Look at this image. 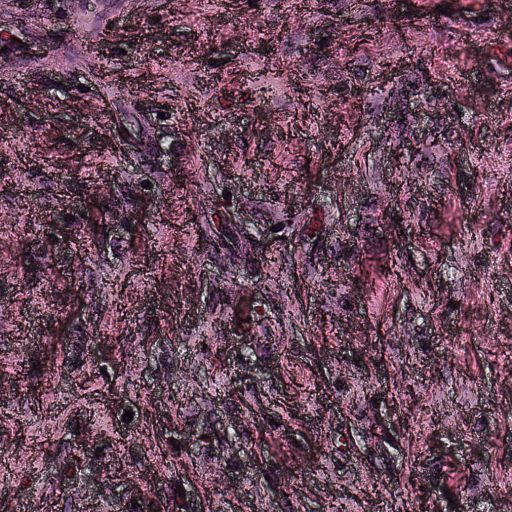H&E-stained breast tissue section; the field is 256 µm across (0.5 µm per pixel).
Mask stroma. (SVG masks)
Wrapping results in <instances>:
<instances>
[{"label": "stroma", "mask_w": 512, "mask_h": 512, "mask_svg": "<svg viewBox=\"0 0 512 512\" xmlns=\"http://www.w3.org/2000/svg\"><path fill=\"white\" fill-rule=\"evenodd\" d=\"M0 468L512 512V0H0Z\"/></svg>", "instance_id": "obj_1"}]
</instances>
